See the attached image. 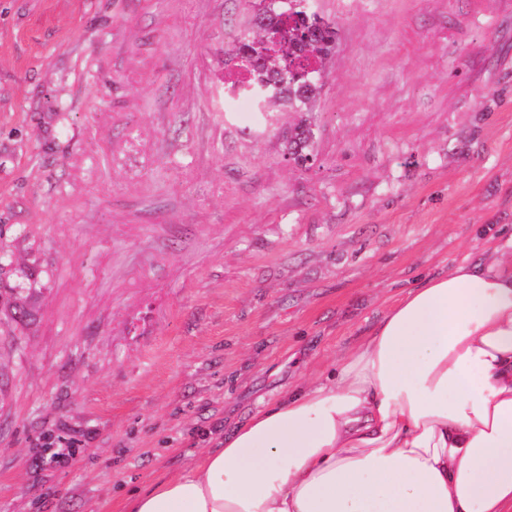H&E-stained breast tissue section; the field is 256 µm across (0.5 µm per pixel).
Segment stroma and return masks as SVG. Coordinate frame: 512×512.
<instances>
[{
    "instance_id": "stroma-1",
    "label": "stroma",
    "mask_w": 512,
    "mask_h": 512,
    "mask_svg": "<svg viewBox=\"0 0 512 512\" xmlns=\"http://www.w3.org/2000/svg\"><path fill=\"white\" fill-rule=\"evenodd\" d=\"M314 7V110L261 136L258 0H0V512H122L512 232V0ZM313 135V129L306 123V120L294 128L288 141L289 155L293 156L294 160L302 163L312 160L311 154L305 153V150L311 147Z\"/></svg>"
}]
</instances>
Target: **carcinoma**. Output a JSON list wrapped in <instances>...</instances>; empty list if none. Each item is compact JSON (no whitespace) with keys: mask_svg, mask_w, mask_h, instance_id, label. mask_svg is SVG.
<instances>
[{"mask_svg":"<svg viewBox=\"0 0 512 512\" xmlns=\"http://www.w3.org/2000/svg\"><path fill=\"white\" fill-rule=\"evenodd\" d=\"M254 29L240 33L234 45L237 64L249 69V85L266 86L270 102H284L295 112L313 111L322 79L321 63L335 46L336 21L326 20L304 5L305 0H261ZM313 129L305 122L294 128L289 155L312 160Z\"/></svg>","mask_w":512,"mask_h":512,"instance_id":"1","label":"carcinoma"}]
</instances>
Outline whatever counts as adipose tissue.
I'll return each mask as SVG.
<instances>
[{"label":"adipose tissue","mask_w":512,"mask_h":512,"mask_svg":"<svg viewBox=\"0 0 512 512\" xmlns=\"http://www.w3.org/2000/svg\"><path fill=\"white\" fill-rule=\"evenodd\" d=\"M127 512H512V236L424 277Z\"/></svg>","instance_id":"1"}]
</instances>
